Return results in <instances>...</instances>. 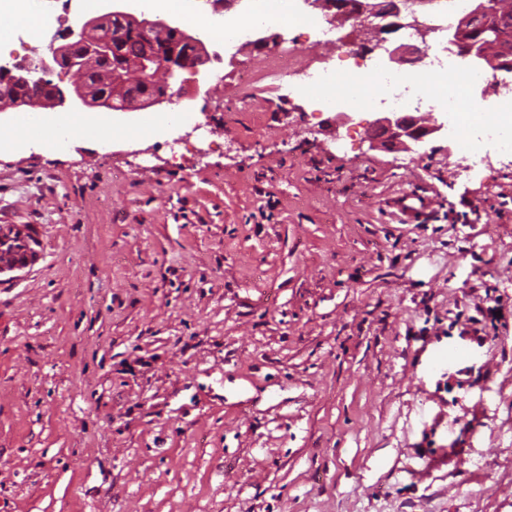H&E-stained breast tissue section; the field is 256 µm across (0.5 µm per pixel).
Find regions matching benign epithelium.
<instances>
[{
	"instance_id": "1",
	"label": "benign epithelium",
	"mask_w": 512,
	"mask_h": 512,
	"mask_svg": "<svg viewBox=\"0 0 512 512\" xmlns=\"http://www.w3.org/2000/svg\"><path fill=\"white\" fill-rule=\"evenodd\" d=\"M105 13L83 20L66 32L65 43L50 45L40 57L37 71L49 74L62 69L74 76L71 86L64 90L56 84H45L32 72L8 63H0V114L19 113L29 108L54 110L68 106L74 112L147 111L169 100L167 96H152L147 90L161 81L166 86L179 80L184 73L192 79L205 73L210 56L200 51V42L174 21L147 19L142 26L147 32L145 50L131 67L112 73L111 96L100 93L85 77L87 61H106L117 53V36L112 34L115 19L139 21L127 11L128 0H108ZM333 12L340 26L351 31L343 37L371 54L375 49H387L391 64L419 63L426 56V36L437 27L426 23L423 7L438 0H305ZM512 6L504 0H474L473 8L455 26L448 28L446 38L450 49L476 69H489L494 74L512 75ZM414 28L421 44H389V35L402 29ZM448 129L443 121L423 124L410 112H388L376 120L368 133L370 146L387 148L402 146L417 152L426 140ZM34 255L32 245L20 250L0 251V272L21 268Z\"/></svg>"
}]
</instances>
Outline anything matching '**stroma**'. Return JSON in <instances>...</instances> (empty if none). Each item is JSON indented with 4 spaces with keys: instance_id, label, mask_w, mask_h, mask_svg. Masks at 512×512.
<instances>
[{
    "instance_id": "obj_1",
    "label": "stroma",
    "mask_w": 512,
    "mask_h": 512,
    "mask_svg": "<svg viewBox=\"0 0 512 512\" xmlns=\"http://www.w3.org/2000/svg\"><path fill=\"white\" fill-rule=\"evenodd\" d=\"M312 12L275 28L299 72L336 55ZM268 57L207 65L189 122L0 152L37 241L0 272V512H512V153L337 135L239 82ZM489 294L479 345L454 321Z\"/></svg>"
}]
</instances>
